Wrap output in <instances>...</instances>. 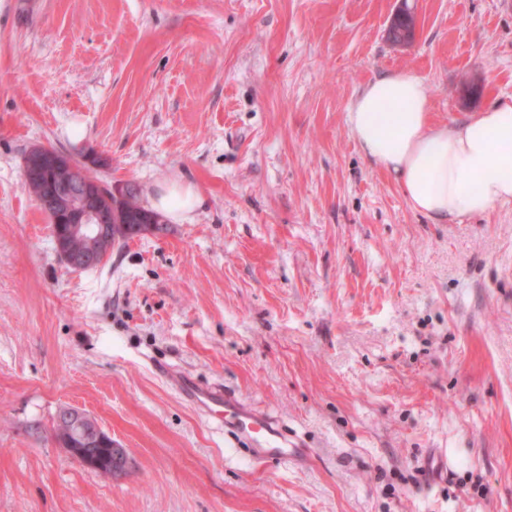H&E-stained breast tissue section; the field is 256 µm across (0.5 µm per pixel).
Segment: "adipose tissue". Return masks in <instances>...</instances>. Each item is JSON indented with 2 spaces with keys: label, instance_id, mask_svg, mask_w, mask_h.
Returning a JSON list of instances; mask_svg holds the SVG:
<instances>
[{
  "label": "adipose tissue",
  "instance_id": "obj_1",
  "mask_svg": "<svg viewBox=\"0 0 512 512\" xmlns=\"http://www.w3.org/2000/svg\"><path fill=\"white\" fill-rule=\"evenodd\" d=\"M348 123L365 155L394 176L412 209L433 223L512 202V97L463 123L435 124L422 78L399 71L364 87Z\"/></svg>",
  "mask_w": 512,
  "mask_h": 512
}]
</instances>
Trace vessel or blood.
Returning <instances> with one entry per match:
<instances>
[{"mask_svg":"<svg viewBox=\"0 0 512 512\" xmlns=\"http://www.w3.org/2000/svg\"><path fill=\"white\" fill-rule=\"evenodd\" d=\"M191 400L202 413L250 446L253 461L288 464L300 462L306 456L305 448L290 440L285 428L272 415L254 409L220 388L195 386Z\"/></svg>","mask_w":512,"mask_h":512,"instance_id":"1","label":"vessel or blood"}]
</instances>
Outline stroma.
Here are the masks:
<instances>
[{
  "mask_svg": "<svg viewBox=\"0 0 512 512\" xmlns=\"http://www.w3.org/2000/svg\"><path fill=\"white\" fill-rule=\"evenodd\" d=\"M400 70L437 123L512 96V0H0V512H512V203L435 224L365 157L349 107ZM36 146L201 203L71 269ZM170 370L307 458L251 462ZM64 407L124 474L55 441ZM405 7L388 31V37L395 45L408 44L413 37V18L407 3Z\"/></svg>",
  "mask_w": 512,
  "mask_h": 512,
  "instance_id": "1",
  "label": "stroma"
}]
</instances>
